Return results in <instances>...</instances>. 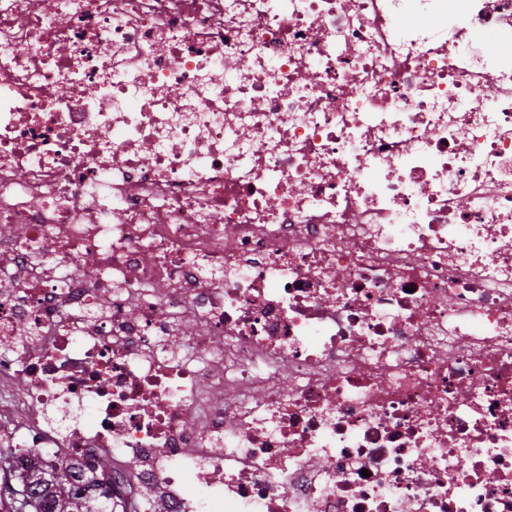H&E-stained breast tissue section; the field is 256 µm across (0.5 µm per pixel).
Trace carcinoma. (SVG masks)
<instances>
[{"label":"carcinoma","mask_w":512,"mask_h":512,"mask_svg":"<svg viewBox=\"0 0 512 512\" xmlns=\"http://www.w3.org/2000/svg\"><path fill=\"white\" fill-rule=\"evenodd\" d=\"M99 472L63 466L45 469L40 465L0 483V509L3 512H112V487L98 473L111 469V461L97 462Z\"/></svg>","instance_id":"carcinoma-1"}]
</instances>
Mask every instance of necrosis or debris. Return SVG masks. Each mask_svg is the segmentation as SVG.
Masks as SVG:
<instances>
[{"label":"necrosis or debris","instance_id":"obj_1","mask_svg":"<svg viewBox=\"0 0 512 512\" xmlns=\"http://www.w3.org/2000/svg\"><path fill=\"white\" fill-rule=\"evenodd\" d=\"M0 446L512 512V0H0Z\"/></svg>","mask_w":512,"mask_h":512}]
</instances>
